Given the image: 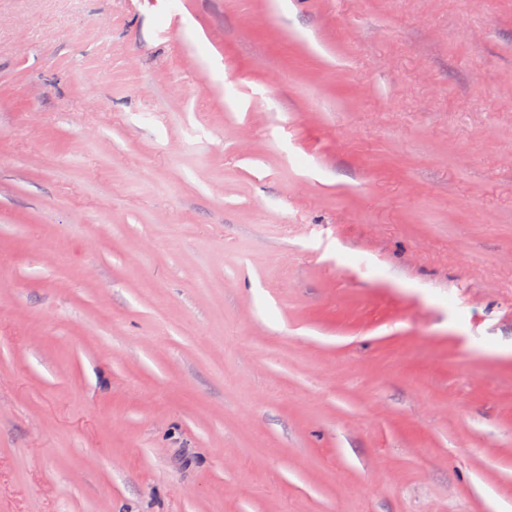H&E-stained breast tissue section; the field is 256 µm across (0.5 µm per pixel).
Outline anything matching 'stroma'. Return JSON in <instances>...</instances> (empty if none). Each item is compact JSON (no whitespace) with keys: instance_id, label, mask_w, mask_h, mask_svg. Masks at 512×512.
<instances>
[{"instance_id":"obj_1","label":"stroma","mask_w":512,"mask_h":512,"mask_svg":"<svg viewBox=\"0 0 512 512\" xmlns=\"http://www.w3.org/2000/svg\"><path fill=\"white\" fill-rule=\"evenodd\" d=\"M512 507V0H0V512Z\"/></svg>"}]
</instances>
